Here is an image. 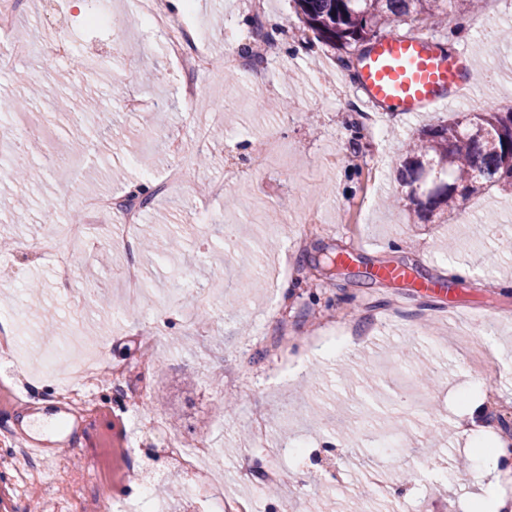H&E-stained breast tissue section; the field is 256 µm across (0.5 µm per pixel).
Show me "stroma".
<instances>
[{
    "label": "stroma",
    "mask_w": 512,
    "mask_h": 512,
    "mask_svg": "<svg viewBox=\"0 0 512 512\" xmlns=\"http://www.w3.org/2000/svg\"><path fill=\"white\" fill-rule=\"evenodd\" d=\"M98 2L112 14L111 30L85 28L71 0H19L11 40L41 41L39 18L49 8L79 57L33 55L0 70V119L34 128L43 149L79 157L58 172L31 159L29 180L18 183L12 148H0V238L12 243L0 251V312H16L15 348L36 370L22 379L0 363V480L9 482L10 512H99L101 491L118 503L147 490L157 499L173 481L182 493L164 499L167 512H209L198 496L201 471L179 464L161 435L140 430L141 413L184 443L212 437L209 468L221 473L225 495L253 498L256 512H279L284 501L293 512H323L326 499L335 501V512H355L363 500L370 512H394L401 502L420 512H474L489 477L461 425L464 406L485 403L498 432L512 424V411L488 403L463 349L471 343L493 350V385L512 400V290L494 286L512 282V253L498 245L512 237V195L492 190L470 198L465 223L455 214L444 224L421 221L394 168L406 138L452 119L463 104L380 119L384 140L372 145L353 129L364 108L342 63L354 60V51L318 41L293 0H265L259 17L251 0H195L189 26L207 34L215 64L199 80L196 110L187 112L185 76L168 52L166 32L141 24L140 0ZM257 17L272 27L277 46L268 79L257 85L242 71L227 82V48L250 45ZM509 27L512 0H484L479 11L415 33L481 55L468 83L472 109L504 111L512 106V42L500 33ZM92 55L104 62L87 80L78 61ZM82 83L99 107L72 128L62 112L69 88ZM131 96L158 104L130 112L124 101ZM198 127L209 133L207 165H194L182 184L157 192L174 164L168 141L192 146ZM273 137L279 150L269 148ZM259 146L267 148V162L254 170ZM229 165L248 170V179L212 196V182ZM374 170L381 173L376 182ZM137 182L156 196L132 245L102 239L74 247L66 280L48 256L23 249V242L46 236L47 211L64 221L121 223L120 211L90 213L77 200L121 199ZM310 211L321 225L317 232L303 234L301 225L284 220ZM149 231L179 237L182 246L157 258L142 247ZM341 252L353 253L350 269L328 270V258ZM283 258L291 274L281 296L270 278ZM449 261L474 275L442 293L368 275L386 265L441 280ZM131 263L145 272L134 303L121 279ZM199 293L208 296L200 308ZM339 316L353 323L360 341L331 355L311 349V338ZM283 331L305 370L279 384L282 359L265 344ZM49 336L61 344L78 337L84 353L106 365L84 405L70 412L79 427L69 446L56 449L46 467L17 455L15 428L18 413L30 409L53 440L48 427L62 408L57 389L76 379L63 347L52 371L42 372ZM150 337L154 345L144 348ZM115 367L124 371L117 381ZM220 368L224 378H212ZM256 418L265 421L266 434L244 444ZM301 439L308 446L297 458L291 449ZM125 448L130 469L117 455ZM246 459L254 468L250 480L240 475ZM271 462L282 470L275 498L261 485Z\"/></svg>",
    "instance_id": "35a3bbf8"
}]
</instances>
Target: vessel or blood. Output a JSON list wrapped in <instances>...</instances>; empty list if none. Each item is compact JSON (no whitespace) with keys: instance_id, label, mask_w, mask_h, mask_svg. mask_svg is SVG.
<instances>
[{"instance_id":"vessel-or-blood-1","label":"vessel or blood","mask_w":512,"mask_h":512,"mask_svg":"<svg viewBox=\"0 0 512 512\" xmlns=\"http://www.w3.org/2000/svg\"><path fill=\"white\" fill-rule=\"evenodd\" d=\"M470 69L466 52L449 53L429 38L385 33L358 62L354 84L371 111L383 116L416 115L452 105ZM379 275L394 282L415 281L425 292L438 288L436 282L416 279L405 268H384Z\"/></svg>"}]
</instances>
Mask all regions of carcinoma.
<instances>
[{"label": "carcinoma", "instance_id": "cac0c4a2", "mask_svg": "<svg viewBox=\"0 0 512 512\" xmlns=\"http://www.w3.org/2000/svg\"><path fill=\"white\" fill-rule=\"evenodd\" d=\"M297 14L322 43L358 49L394 26L440 27L448 10L466 12L475 0H294ZM406 197L420 217L458 210L460 202L496 188L512 193V108L471 112L418 130L398 169Z\"/></svg>", "mask_w": 512, "mask_h": 512}]
</instances>
